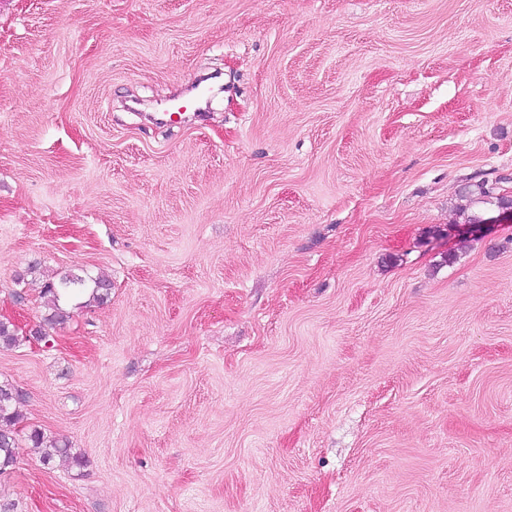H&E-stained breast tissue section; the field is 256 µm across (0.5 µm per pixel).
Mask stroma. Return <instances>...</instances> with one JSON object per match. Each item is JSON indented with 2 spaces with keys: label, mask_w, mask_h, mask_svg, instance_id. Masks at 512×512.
<instances>
[{
  "label": "stroma",
  "mask_w": 512,
  "mask_h": 512,
  "mask_svg": "<svg viewBox=\"0 0 512 512\" xmlns=\"http://www.w3.org/2000/svg\"><path fill=\"white\" fill-rule=\"evenodd\" d=\"M482 181L512 197V0H0V381L84 460L21 442L0 499L512 512ZM83 270L107 298L45 325ZM109 289V280L101 276L88 277L76 273L65 275L58 282H45L43 285V295L51 297L50 300L54 307L49 320L56 323H64L70 317V312L61 308L58 304L61 295L76 294L88 290L89 300L100 302L104 300Z\"/></svg>",
  "instance_id": "obj_1"
}]
</instances>
